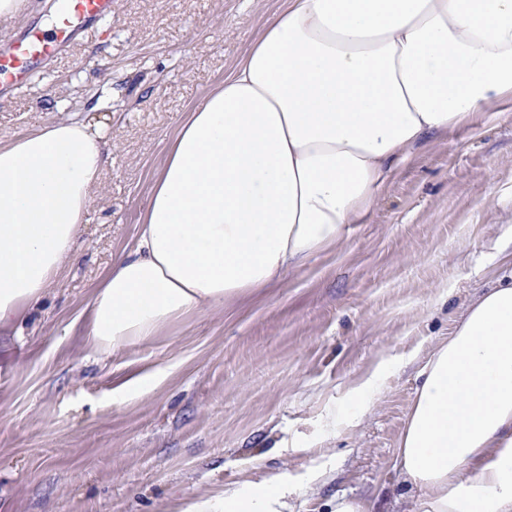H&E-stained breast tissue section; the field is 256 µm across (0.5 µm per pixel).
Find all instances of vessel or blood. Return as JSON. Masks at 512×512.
Wrapping results in <instances>:
<instances>
[{"instance_id":"1","label":"vessel or blood","mask_w":512,"mask_h":512,"mask_svg":"<svg viewBox=\"0 0 512 512\" xmlns=\"http://www.w3.org/2000/svg\"><path fill=\"white\" fill-rule=\"evenodd\" d=\"M112 14V0H63L52 23L50 37L33 36L0 45V89L14 91L27 85L42 60L70 48L79 33Z\"/></svg>"}]
</instances>
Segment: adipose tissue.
Segmentation results:
<instances>
[{
    "label": "adipose tissue",
    "mask_w": 512,
    "mask_h": 512,
    "mask_svg": "<svg viewBox=\"0 0 512 512\" xmlns=\"http://www.w3.org/2000/svg\"><path fill=\"white\" fill-rule=\"evenodd\" d=\"M512 103V0H282L187 113L131 250L95 288L93 350L278 287L344 239L420 145ZM111 145L79 114L0 144V330L74 257ZM396 512H512V261L422 366ZM246 481L186 512H282Z\"/></svg>",
    "instance_id": "1"
}]
</instances>
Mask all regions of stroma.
I'll return each instance as SVG.
<instances>
[{"label": "stroma", "mask_w": 512, "mask_h": 512, "mask_svg": "<svg viewBox=\"0 0 512 512\" xmlns=\"http://www.w3.org/2000/svg\"><path fill=\"white\" fill-rule=\"evenodd\" d=\"M281 0H112L99 33L0 96V142L66 116L112 153L77 259L0 339V512H178L235 484L287 482L294 512L344 494L392 506L418 373L498 277L512 241V111L450 131L379 206L281 287L109 355L86 342L94 288L131 248L185 113ZM148 374L144 395L123 385Z\"/></svg>", "instance_id": "35a3bbf8"}]
</instances>
